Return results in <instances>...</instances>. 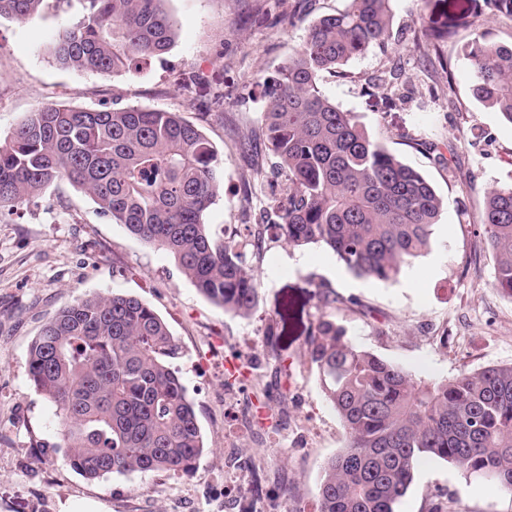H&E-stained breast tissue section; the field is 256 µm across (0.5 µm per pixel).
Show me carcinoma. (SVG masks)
Wrapping results in <instances>:
<instances>
[{
	"label": "carcinoma",
	"instance_id": "cac0c4a2",
	"mask_svg": "<svg viewBox=\"0 0 512 512\" xmlns=\"http://www.w3.org/2000/svg\"><path fill=\"white\" fill-rule=\"evenodd\" d=\"M42 2L0 0V18L24 21ZM89 2V15L55 38L54 60L66 68L110 74L134 57L167 53L175 41L165 0ZM392 2L349 0L313 21L262 112L269 150L285 173L275 193L284 241L322 245L352 273L380 282L428 249L443 200L353 113L325 98L318 77L387 47ZM449 29L428 18L420 52H438ZM464 56L474 97L512 125V42L481 33ZM223 175L217 149L175 112L49 104L0 143V212L66 180L113 222L170 253L209 301L247 318L257 307L267 225L250 223L248 213L238 238H212L204 214ZM482 226L494 285L512 295V186L488 191ZM315 288L319 308L340 302L332 289ZM177 355L164 320L118 292L80 298L42 326L28 351V375L55 408L73 469L99 478L196 465L207 448ZM306 356L347 433L324 467L315 512H397L424 457L512 492V365L426 383L353 345L324 313L311 327Z\"/></svg>",
	"mask_w": 512,
	"mask_h": 512
}]
</instances>
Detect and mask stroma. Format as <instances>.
<instances>
[{
  "label": "stroma",
  "mask_w": 512,
  "mask_h": 512,
  "mask_svg": "<svg viewBox=\"0 0 512 512\" xmlns=\"http://www.w3.org/2000/svg\"><path fill=\"white\" fill-rule=\"evenodd\" d=\"M433 0H393L387 50L321 74L323 95L433 185L444 201L429 249L394 281L358 277L317 244L293 248L269 229L258 305L247 318L199 294L167 252L112 223L85 192L58 181L0 214V512H314L326 462L345 446L343 423L305 354L320 313L317 283L343 302L328 315L357 347L431 382L512 364V296L493 283L482 227L487 191L512 185V124L472 94L463 54L475 31L512 41V18L484 0H451L455 35L424 60L419 19ZM347 0H166L176 28L161 57L101 75L58 65L56 34L82 21L87 0H43L20 22L0 18V140L39 107L138 106L179 113L218 150L224 184L204 220L224 239L243 209L272 211L276 160L261 135L262 82L278 79L307 26ZM395 92L366 89L390 67ZM253 149L242 153L239 142ZM444 162H437L436 153ZM255 191L244 198V184ZM135 296L168 324L175 361L208 449L187 472L89 479L57 447L54 408L32 387L27 353L43 323L77 298ZM281 332L278 350L269 331ZM455 512H512L496 491L437 458L419 464L397 512H426L435 495Z\"/></svg>",
  "instance_id": "35a3bbf8"
}]
</instances>
